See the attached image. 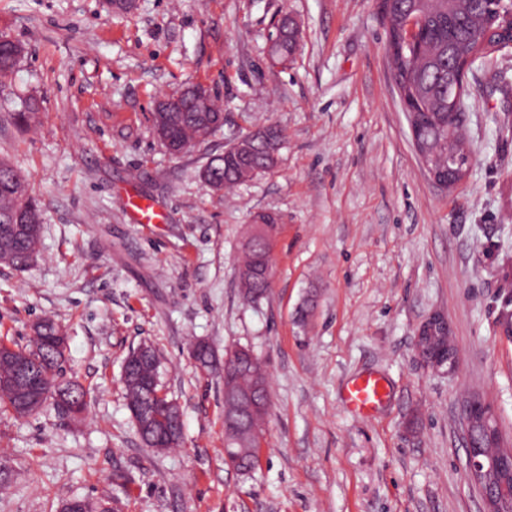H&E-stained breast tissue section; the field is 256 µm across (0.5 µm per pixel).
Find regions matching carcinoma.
<instances>
[{
	"mask_svg": "<svg viewBox=\"0 0 512 512\" xmlns=\"http://www.w3.org/2000/svg\"><path fill=\"white\" fill-rule=\"evenodd\" d=\"M388 11L387 49L394 81L422 132L427 162L439 170L466 171L470 147L460 133L448 135V96L455 91L459 68L471 67L474 59H488L483 43L494 41L487 33L499 25L492 5L488 0H389ZM411 17L419 18L422 26L411 44L402 45L397 34ZM277 35L279 41L270 46L271 57L275 63H284L297 48L299 32L285 24ZM36 111V102L26 100L12 118L28 125L34 121ZM221 115L223 112L212 97L206 112L197 111L193 99L180 98L171 102L170 111L152 113V121L153 126L164 129L166 150L178 156L198 142L202 134L210 136L223 127L217 122ZM257 134L260 143L283 147L284 135L277 127H262ZM239 169L240 162L227 151L211 158L204 167L208 179L226 187L240 183ZM255 221L262 223L263 233L251 234L245 243L241 284L243 297L250 302L261 299L270 288L267 267L277 218L259 214ZM41 223V211L28 193L25 177L1 160L0 265L20 270L33 261L38 253ZM60 331L55 321L45 319L33 330L27 344L0 342V409L24 418L50 405L73 419L87 410L90 390L76 380H60L66 350L60 343ZM250 355L247 348L234 350L224 369V393L231 389L255 393L254 408L245 422L224 420V436L230 444L228 454L234 457L236 470L245 474L254 468L252 449L268 405L265 370L259 359ZM124 365L127 406L141 439L157 451L176 447L183 424L162 394L157 352L143 343L130 351ZM70 502L75 512H111L105 501L74 497Z\"/></svg>",
	"mask_w": 512,
	"mask_h": 512,
	"instance_id": "cac0c4a2",
	"label": "carcinoma"
}]
</instances>
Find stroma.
<instances>
[{
	"instance_id": "35a3bbf8",
	"label": "stroma",
	"mask_w": 512,
	"mask_h": 512,
	"mask_svg": "<svg viewBox=\"0 0 512 512\" xmlns=\"http://www.w3.org/2000/svg\"><path fill=\"white\" fill-rule=\"evenodd\" d=\"M378 3L0 0V35L26 49L0 78V160L43 218L32 264L0 265V340L25 343L53 318L68 336L64 378L93 395L75 421L0 411V512L76 496L115 512H483L460 422L480 394L512 441V84L494 79L512 81V49L469 73V173L442 189L415 150ZM283 11L299 45L274 66L268 32ZM191 84L219 97L224 125L173 156L151 113ZM26 98L39 111L23 127L12 114ZM265 125L286 138L276 166L219 194L204 186L210 158ZM133 194L165 223H136ZM260 213L278 218L274 276L251 303L240 258ZM433 314L459 350L451 374L415 351ZM196 340L220 356L249 348L265 367L250 474L225 462L224 382L197 368ZM144 342L183 415L179 447L161 453L139 438L121 380ZM366 372L389 394L361 416L342 395Z\"/></svg>"
}]
</instances>
